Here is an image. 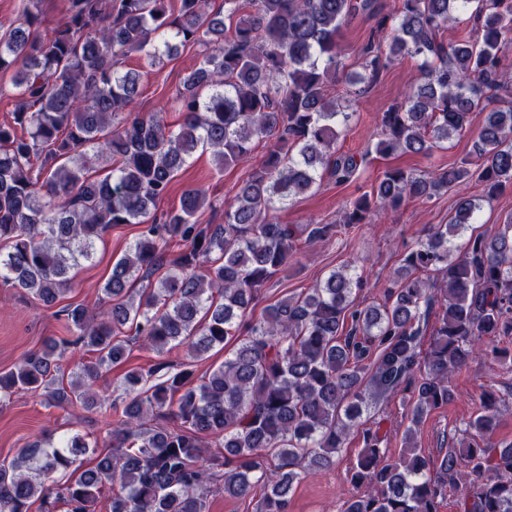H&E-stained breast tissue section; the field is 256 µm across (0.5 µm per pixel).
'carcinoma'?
Wrapping results in <instances>:
<instances>
[{
	"instance_id": "carcinoma-1",
	"label": "carcinoma",
	"mask_w": 512,
	"mask_h": 512,
	"mask_svg": "<svg viewBox=\"0 0 512 512\" xmlns=\"http://www.w3.org/2000/svg\"><path fill=\"white\" fill-rule=\"evenodd\" d=\"M42 0L0 37V73L13 72L19 104L0 123V282L53 304L73 289V271L92 261L114 224L141 232L113 262L102 292L110 306L61 309L70 339L47 340L0 372V402L42 391L48 403L121 409L107 438L80 434L35 440L0 462V512H93L112 485L111 512H208L214 492L245 499L264 492L262 512H288L295 484L336 464L353 431L363 447L348 469L341 512H440L448 491L459 512H512V443L494 441L498 409L484 393L466 438L440 458L417 447L416 427L451 396V378L470 358L497 354L512 335V219L492 235L453 240L476 222L479 203L458 200L454 215L409 247L383 302L356 303L359 280L330 271L313 287L252 310L263 288L288 271L299 237L323 239L329 224L268 218L324 176L348 181L369 154H337L355 116L352 98L328 88L342 75L375 81L398 58L422 59L417 83L381 117L373 152L427 155L485 113L473 153L448 169H386L371 191L346 200L343 223L377 210L429 200L472 180L490 202L512 188V0H399L392 15L377 0H61V20L42 36ZM361 13L387 50L370 39L360 70L346 71L338 37ZM453 23L471 35L446 43ZM200 44L205 52L173 100L182 120L126 111L141 87L125 70L131 54L157 59ZM268 149L224 209L191 188L180 207L157 213L193 155L219 168ZM184 249L173 255L174 245ZM95 357L64 373L60 345ZM162 357L186 347L189 361H159L123 376V407L96 392L101 370L133 345ZM231 345L224 362L198 377L194 362ZM400 398L409 426L403 453L383 447L388 431L369 422L382 400ZM167 415L171 424H148ZM223 451L208 452L209 440ZM96 464L83 468L84 458ZM58 472L70 473L60 483Z\"/></svg>"
}]
</instances>
